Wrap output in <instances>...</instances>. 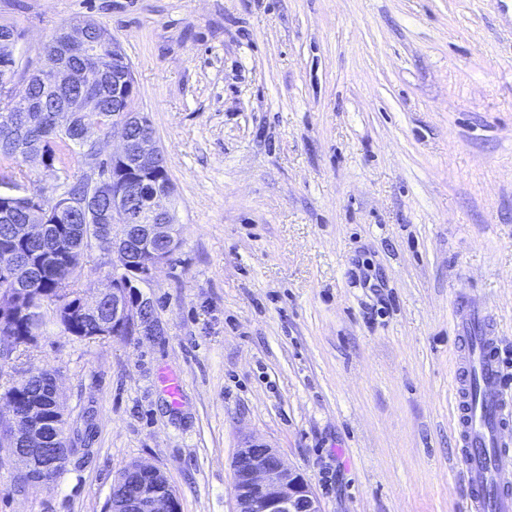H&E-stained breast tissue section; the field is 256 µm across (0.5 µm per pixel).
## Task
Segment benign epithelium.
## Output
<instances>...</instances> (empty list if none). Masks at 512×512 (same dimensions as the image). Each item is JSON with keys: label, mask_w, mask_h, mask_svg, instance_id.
<instances>
[{"label": "benign epithelium", "mask_w": 512, "mask_h": 512, "mask_svg": "<svg viewBox=\"0 0 512 512\" xmlns=\"http://www.w3.org/2000/svg\"><path fill=\"white\" fill-rule=\"evenodd\" d=\"M97 38L87 37L86 26L69 29L61 45L50 55L46 63L17 82L13 64L0 65V110L3 112H36L38 108L25 95L27 83L36 81L54 101L53 111L58 113L62 124L72 127V142L79 149L83 164L98 170L97 176L87 175L71 179L68 171L55 165L51 152L40 151L27 156L38 158L48 169L55 172L56 180L66 188L77 182L85 185V193L64 192L57 197V214H87L101 224L100 233L109 234V225L120 224L136 241L138 254H133L120 239H112V247L104 250L117 255L127 272L123 281H112V287L98 295L112 308V317L96 318L98 334L112 337L131 328L134 320L148 322L149 302L140 300V306L130 304V289L137 283L150 280L156 269L166 263L180 249L182 239L177 230L173 213L164 206L172 198L173 184L165 175L157 178L143 176V172L159 167L161 150L155 136L147 134L138 139L130 137L134 127L144 126L143 113L134 107L135 85L128 83L126 75H112V131L119 132L121 149L112 154V161L126 166L128 177L124 180L109 178L107 168L101 166L98 144L94 134H104L96 124L72 122L75 112H95L108 72L102 65L100 47L109 43L101 26H96ZM0 185L7 191L0 193V200L11 203L25 199L30 206L33 222L15 224L10 232L31 240L50 235L48 214L38 196L15 194L16 185L11 179H3ZM112 197V209L97 210L94 199ZM28 289L17 285L6 296L0 297V331L4 337L15 341L7 329L17 320L28 316L31 322L32 306L23 301ZM50 420L43 416L38 402L21 413H7L5 426L0 429V446L18 465V478L25 482H48L58 464V458H67L72 450L70 440H63V447L55 456L46 454L44 425ZM135 470L141 480L112 499V512H178L177 499L169 487L162 470L151 464L138 462ZM234 512H323L321 502L307 480L297 471L288 468L280 455L269 445L248 440L238 449L234 460Z\"/></svg>", "instance_id": "7a95c632"}]
</instances>
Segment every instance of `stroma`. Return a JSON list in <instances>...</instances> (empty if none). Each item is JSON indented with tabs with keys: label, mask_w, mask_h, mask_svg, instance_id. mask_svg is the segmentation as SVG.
I'll return each instance as SVG.
<instances>
[{
	"label": "stroma",
	"mask_w": 512,
	"mask_h": 512,
	"mask_svg": "<svg viewBox=\"0 0 512 512\" xmlns=\"http://www.w3.org/2000/svg\"><path fill=\"white\" fill-rule=\"evenodd\" d=\"M83 20L132 66L182 246L139 287L152 332L50 319L0 370L55 375L75 448L49 485L1 463L0 512H104L137 460L233 512L248 438L323 512H461L468 296L512 380V0H0L22 75ZM121 274L90 248L78 289Z\"/></svg>",
	"instance_id": "stroma-1"
}]
</instances>
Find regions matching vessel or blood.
I'll list each match as a JSON object with an SVG mask.
<instances>
[{"label": "vessel or blood", "mask_w": 512, "mask_h": 512, "mask_svg": "<svg viewBox=\"0 0 512 512\" xmlns=\"http://www.w3.org/2000/svg\"><path fill=\"white\" fill-rule=\"evenodd\" d=\"M462 340L455 385L462 512H512V399L504 392L500 341L484 302L455 314Z\"/></svg>", "instance_id": "vessel-or-blood-1"}]
</instances>
